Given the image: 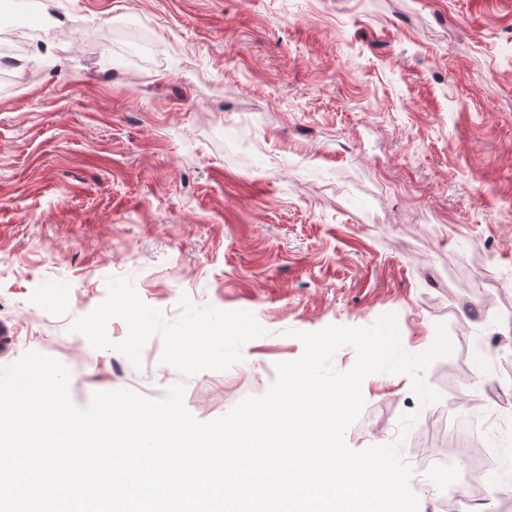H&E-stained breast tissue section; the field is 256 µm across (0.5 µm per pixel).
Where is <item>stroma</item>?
<instances>
[{
  "label": "stroma",
  "mask_w": 512,
  "mask_h": 512,
  "mask_svg": "<svg viewBox=\"0 0 512 512\" xmlns=\"http://www.w3.org/2000/svg\"><path fill=\"white\" fill-rule=\"evenodd\" d=\"M0 53V367L36 351L69 396L184 387L209 422L264 394L299 335L396 318L452 349L375 373L345 439L422 454L482 403L512 452V0H47ZM249 318L221 356L190 318ZM221 329L208 321L191 318L182 334L178 336L177 349L180 354L188 353L196 363L209 360L212 351L218 349L213 343L214 336H223ZM442 417L437 415L436 429L442 438L447 440L448 437L470 444L472 439V431L461 415H454L448 420L447 410H443Z\"/></svg>",
  "instance_id": "obj_1"
}]
</instances>
